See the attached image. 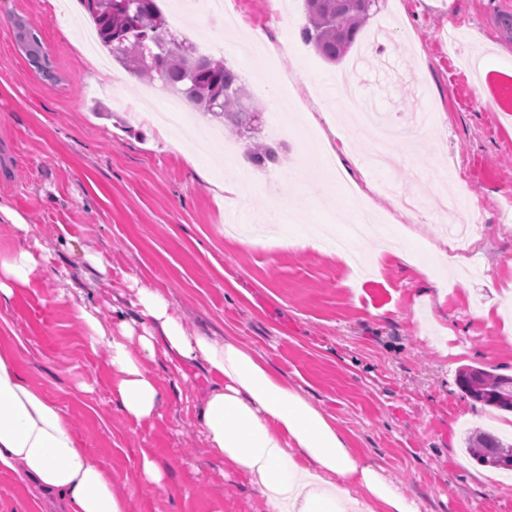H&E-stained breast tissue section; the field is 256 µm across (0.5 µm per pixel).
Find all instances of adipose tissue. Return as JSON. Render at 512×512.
I'll list each match as a JSON object with an SVG mask.
<instances>
[{
  "instance_id": "1",
  "label": "adipose tissue",
  "mask_w": 512,
  "mask_h": 512,
  "mask_svg": "<svg viewBox=\"0 0 512 512\" xmlns=\"http://www.w3.org/2000/svg\"><path fill=\"white\" fill-rule=\"evenodd\" d=\"M0 261V305L29 284L40 262L27 238ZM136 314L112 310L103 325L83 300L74 311L91 346H105L115 371L112 394L125 419L159 417L168 394L146 362L164 353L204 367L208 385L195 421L210 451L239 470L268 512H420L381 466L353 448L334 417L315 407L287 379L235 340L192 334L156 288L136 290ZM0 472L15 474L65 512H125L112 492V473L74 433L64 409L36 388L13 351L0 345Z\"/></svg>"
}]
</instances>
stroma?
I'll return each mask as SVG.
<instances>
[{
  "instance_id": "1",
  "label": "stroma",
  "mask_w": 512,
  "mask_h": 512,
  "mask_svg": "<svg viewBox=\"0 0 512 512\" xmlns=\"http://www.w3.org/2000/svg\"><path fill=\"white\" fill-rule=\"evenodd\" d=\"M158 0L170 24L182 23L215 42H244L253 31L270 52L243 50L232 64L259 114L258 137L279 148L278 164L248 178L241 197L220 201L218 162L225 143L244 159L248 137L212 125L207 147L189 163L175 139H163L142 111L144 84H113L80 31L64 24L58 0H0V204L30 224L51 254L49 268L0 307V342L12 344L29 380L56 400L91 455L112 471L127 512H266L239 471L213 455L194 425L207 385L199 367L156 355L149 370L169 395L161 417L131 428L112 398L105 348L91 349L69 301L60 267L109 320L130 306V279L168 294L192 329L236 340L260 355L306 397L334 416L354 448L421 512H512V473L479 464L463 433L484 428L512 436V413L472 401L457 383L459 369L477 366L512 376V31L503 0H384L367 20L348 58L330 63L296 33L306 23L303 0H233L236 23L201 20L200 10L174 11ZM36 29L55 81L42 79L16 49L13 22ZM377 60L353 69L373 37ZM302 60L303 71L293 67ZM349 77L359 105L385 114L406 155L388 169L365 159L381 137L337 127L336 147L359 186L388 221L398 202L417 204L404 222L412 262L380 268L348 265L332 248L301 247L307 224H326L333 210L310 207L321 178L289 183L300 156L316 157L321 138L301 134V120L282 111L279 92L297 105L335 112L319 80ZM209 169L202 180L197 167ZM465 201L478 233L466 261L439 271L442 290L418 272L429 256L421 241L448 249L438 178ZM291 198L307 224H284L267 246L249 245V224L270 202ZM101 254L106 269L85 264ZM486 309L487 317L475 312ZM168 468L167 485L141 482L143 457ZM43 502L13 475L0 473V512H44Z\"/></svg>"
}]
</instances>
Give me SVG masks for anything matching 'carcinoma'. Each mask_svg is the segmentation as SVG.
Masks as SVG:
<instances>
[{"instance_id": "obj_1", "label": "carcinoma", "mask_w": 512, "mask_h": 512, "mask_svg": "<svg viewBox=\"0 0 512 512\" xmlns=\"http://www.w3.org/2000/svg\"><path fill=\"white\" fill-rule=\"evenodd\" d=\"M94 24L98 39L112 58L149 82L159 81L212 116L224 119L236 131L255 121L248 92L224 60L196 51L180 52L179 40L169 33L157 0H79ZM379 6L365 0H305L306 24L302 36L329 62L343 59ZM15 40L26 37L22 52L30 66L53 78L48 54L29 22H14ZM253 165L264 168L277 161L275 150L262 143L250 146ZM461 390L475 402L512 412L499 398L512 393V376L494 375L480 368L459 373ZM466 448L482 465L500 468L496 461L512 455V443L492 433L476 432L466 438Z\"/></svg>"}]
</instances>
